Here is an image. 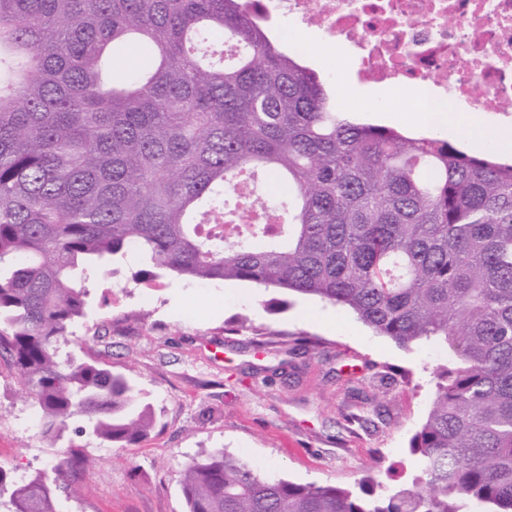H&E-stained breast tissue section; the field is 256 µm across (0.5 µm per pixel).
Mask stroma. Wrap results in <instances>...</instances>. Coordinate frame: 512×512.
<instances>
[{
	"label": "stroma",
	"instance_id": "1",
	"mask_svg": "<svg viewBox=\"0 0 512 512\" xmlns=\"http://www.w3.org/2000/svg\"><path fill=\"white\" fill-rule=\"evenodd\" d=\"M269 29L325 82L350 121L423 135L405 91L361 81L349 50L272 19ZM129 257L85 281L86 315L62 354L124 374L154 426L126 447L67 429L90 459L80 496L59 512H187L185 466L214 450L295 483L377 494L412 482L410 439L425 422L446 346L404 347L348 309L247 282L200 284L165 273L136 279ZM13 368L0 359V468L20 479L47 467L50 443Z\"/></svg>",
	"mask_w": 512,
	"mask_h": 512
}]
</instances>
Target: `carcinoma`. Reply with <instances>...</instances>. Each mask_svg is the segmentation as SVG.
Returning <instances> with one entry per match:
<instances>
[{
  "instance_id": "1",
  "label": "carcinoma",
  "mask_w": 512,
  "mask_h": 512,
  "mask_svg": "<svg viewBox=\"0 0 512 512\" xmlns=\"http://www.w3.org/2000/svg\"><path fill=\"white\" fill-rule=\"evenodd\" d=\"M132 42L155 62L117 81ZM261 175L270 209L246 223ZM130 252L137 278L316 296L452 356L411 484L360 496L219 450L186 466L187 512H512V161L342 118L247 0H0V358L53 444L76 422L121 447L152 425L124 376L60 354L78 275ZM54 454L20 482L0 467V512L78 492L86 456Z\"/></svg>"
}]
</instances>
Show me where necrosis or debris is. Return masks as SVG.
<instances>
[{"mask_svg": "<svg viewBox=\"0 0 512 512\" xmlns=\"http://www.w3.org/2000/svg\"><path fill=\"white\" fill-rule=\"evenodd\" d=\"M348 45L361 79L426 86L431 106L512 112V0H257Z\"/></svg>", "mask_w": 512, "mask_h": 512, "instance_id": "necrosis-or-debris-1", "label": "necrosis or debris"}]
</instances>
